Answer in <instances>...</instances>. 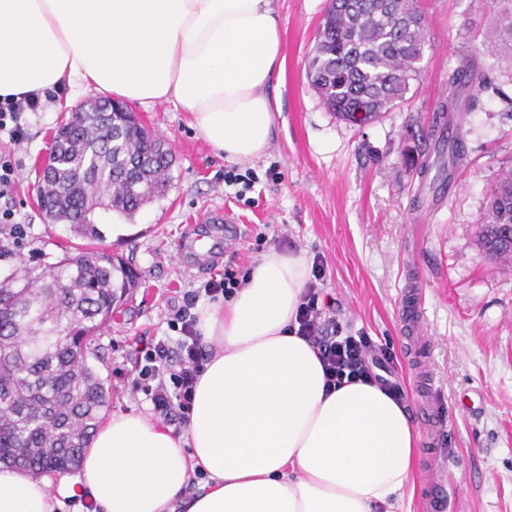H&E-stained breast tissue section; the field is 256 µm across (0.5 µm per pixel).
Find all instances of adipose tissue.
I'll list each match as a JSON object with an SVG mask.
<instances>
[{
  "label": "adipose tissue",
  "instance_id": "1",
  "mask_svg": "<svg viewBox=\"0 0 512 512\" xmlns=\"http://www.w3.org/2000/svg\"><path fill=\"white\" fill-rule=\"evenodd\" d=\"M284 62L274 0H0V97L75 80L117 102H169L232 162L266 155ZM309 278L304 252L269 249L226 303L198 310L212 354L183 432L112 415L75 480L0 467V512L84 494L100 512H398L419 433L374 381L327 390L297 333Z\"/></svg>",
  "mask_w": 512,
  "mask_h": 512
}]
</instances>
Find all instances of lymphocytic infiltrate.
<instances>
[{
  "label": "lymphocytic infiltrate",
  "mask_w": 512,
  "mask_h": 512,
  "mask_svg": "<svg viewBox=\"0 0 512 512\" xmlns=\"http://www.w3.org/2000/svg\"><path fill=\"white\" fill-rule=\"evenodd\" d=\"M40 108V100L35 96L0 98V133H8L13 143H22L27 137L25 114ZM312 275L313 280L308 283L297 310L298 335L317 346L328 384L338 385L346 378L374 377L367 338L340 336L335 320L324 319L318 306V283L324 278L322 259H314ZM240 285L238 270L232 264H225L220 277L206 281L200 295H188L185 306L174 311L172 326L179 333L178 341L160 339L136 351L128 381L130 391L135 395L144 394L154 413L163 420L188 422L195 384L208 360L193 312L198 296H206L212 301L227 298Z\"/></svg>",
  "instance_id": "f902f5d3"
}]
</instances>
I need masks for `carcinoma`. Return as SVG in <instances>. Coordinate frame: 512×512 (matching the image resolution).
<instances>
[{"instance_id": "carcinoma-1", "label": "carcinoma", "mask_w": 512, "mask_h": 512, "mask_svg": "<svg viewBox=\"0 0 512 512\" xmlns=\"http://www.w3.org/2000/svg\"><path fill=\"white\" fill-rule=\"evenodd\" d=\"M495 14L490 51L512 56V0H491ZM427 19L419 0H328L306 66L311 87L338 118L363 124L405 100L420 81ZM475 56L453 70L451 91L437 107L438 177L449 180L466 159L452 132L492 86ZM50 187L39 195L46 219L75 235L103 239L88 213L92 200L132 217L165 194L170 151L132 112H74L53 136ZM512 168L491 186L478 226L485 255L512 251ZM52 275L19 267L0 277V464L35 476L78 467L109 391L90 359L94 341L137 278L112 252L77 249L47 266Z\"/></svg>"}]
</instances>
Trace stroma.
<instances>
[{
    "label": "stroma",
    "mask_w": 512,
    "mask_h": 512,
    "mask_svg": "<svg viewBox=\"0 0 512 512\" xmlns=\"http://www.w3.org/2000/svg\"><path fill=\"white\" fill-rule=\"evenodd\" d=\"M327 0H276L282 18L285 77L282 115L267 154L249 163L225 160L173 104L133 105L140 122L171 151V181L162 198L133 219L101 213L103 248L130 267L138 286L98 335L95 366L110 391L108 414L152 416L144 395H132L127 374L138 342L169 335L172 309L184 294L223 272L225 262L251 268L262 256L255 242L303 249L321 257L324 316L341 335L368 336L375 351L393 358L392 380L414 422L436 411L437 429L421 430L413 473L414 493L402 512H426L430 484L452 488L454 512H512V264L488 260L477 224L500 168L512 165V97L500 59L494 90L479 92L476 108L459 124L468 165L452 182L437 184L432 121L448 94V75L466 58H486L483 34L494 15L487 0H422L428 19L423 77L404 102L365 125L336 119L306 78ZM71 116L47 99L29 117L27 140L13 145L0 135V152L21 162L10 202L25 228L14 237L0 224V275L17 266L40 269L59 261L83 240L67 225L48 223L38 206L37 173L53 134ZM277 166L278 179L266 177ZM234 169L257 176L245 195L225 185ZM225 208L240 233L221 262L181 257L183 225ZM421 312L432 377L424 389L409 358L403 313Z\"/></svg>",
    "instance_id": "obj_1"
}]
</instances>
